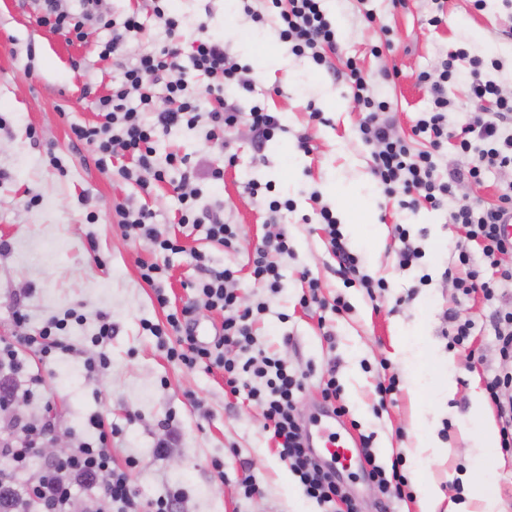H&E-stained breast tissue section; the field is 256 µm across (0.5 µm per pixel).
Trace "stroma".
Instances as JSON below:
<instances>
[{
    "instance_id": "obj_1",
    "label": "stroma",
    "mask_w": 512,
    "mask_h": 512,
    "mask_svg": "<svg viewBox=\"0 0 512 512\" xmlns=\"http://www.w3.org/2000/svg\"><path fill=\"white\" fill-rule=\"evenodd\" d=\"M151 0H102L109 17L122 19L138 12L143 29L132 36L123 56L104 57L101 47L110 28L86 27L83 41L69 43L36 23V0H0V338L19 334L12 320L17 303H26L35 323L78 309L84 320L72 324L69 339L84 354L99 312L110 313L115 333L105 350L109 368L86 379L82 356L50 361L31 357L45 383L28 390L18 384L13 417L48 422L52 434L74 437L86 417L100 413L119 428L112 439V464L137 465L130 481L141 499L165 495L175 485L187 492L186 512H318L287 465L280 460L265 426L263 409L246 391L231 393L222 371L193 369L169 359L165 349L142 327L161 323L154 290L139 275V265L156 253L150 241L127 234L111 220L112 208L123 203L147 207L162 233L177 238L182 253L171 256L164 283L173 305H183L198 279L190 253H208L214 264L237 272L243 305L263 300L268 309L253 326L261 348L277 353L289 367L308 377L297 396L302 417L325 408L323 381L335 369L349 420L343 438L373 434V451L382 464L396 456L416 480L437 484L461 512H473L475 481L492 476L503 512H512V459L487 456L474 445L471 392L483 390L485 378L499 367L500 357L491 326L493 304L481 293L462 295L446 279L454 264L455 245L464 231L449 221L458 200L495 202L499 188L512 181V171L487 172L483 183H462L455 199L442 211L401 209L386 197L370 170L369 150L358 137L360 111L340 76L316 69L308 58L288 52L277 37L265 0H168L169 14L181 21L180 46L190 55L201 22L223 42L225 52L246 67L251 91H229L240 111L261 106L283 113L286 131L256 147L246 124L209 140L203 128L180 127L161 136L158 160L172 153L190 155L224 171L223 180H194L198 211H221L237 225L234 249L207 240L204 233L180 226L181 173L169 171L165 181L143 193L117 170L101 171L91 146L77 142L73 126L94 123L96 98L111 89L141 53L161 48L165 27L152 15ZM336 27L338 50L334 65L354 58L367 74L371 94L387 99L398 133L407 134L419 113L429 111L431 96L419 83L420 72L438 74L449 51L499 60L490 78L512 90V0H486L476 10L471 0H446L438 26L428 19L432 0H407L393 8L391 0H323ZM312 150L297 148L301 134ZM235 155L224 160L225 151ZM263 184L250 196L247 181ZM39 197L29 206L30 197ZM288 199L291 211L279 222L288 233L294 254L281 262L282 289L269 294L254 285L249 256L270 221L269 198ZM328 206L350 249L364 270L385 278L388 286L369 298L360 286L343 284L329 252L328 235L317 211ZM408 225L423 252L410 268L400 269L394 227ZM106 257L99 266L96 256ZM319 278L326 298L342 297L349 308L319 324L318 315L302 307V270ZM429 282H422V275ZM474 322L467 346L452 348L446 333L450 315ZM396 377L398 390L380 405L378 384ZM453 381L452 399L440 395ZM176 440L166 457L154 446L167 432ZM434 437L449 454L415 465L419 440ZM365 463L341 471L359 512H420L417 498L394 499L380 506L368 481ZM250 474L259 488L244 497L238 485Z\"/></svg>"
}]
</instances>
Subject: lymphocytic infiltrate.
Returning <instances> with one entry per match:
<instances>
[{"instance_id": "lymphocytic-infiltrate-1", "label": "lymphocytic infiltrate", "mask_w": 512, "mask_h": 512, "mask_svg": "<svg viewBox=\"0 0 512 512\" xmlns=\"http://www.w3.org/2000/svg\"><path fill=\"white\" fill-rule=\"evenodd\" d=\"M85 9L74 16L61 11L58 0H41L40 26L67 40H83L88 21L95 16L98 0H83ZM277 19L280 41L289 52L309 57L316 67L328 70L332 64L330 50L338 45L336 29L327 19L322 0H268ZM191 67L180 62L177 45H169L156 52L140 55L137 64L126 70L120 81L112 86L110 94L100 98L99 120L89 126H74L77 140L93 146L99 169L108 170L113 158L130 156L134 167L120 168L122 178L148 187L150 181H163L164 173L155 164L154 144L157 139L183 125L195 126L208 121L209 138L215 139L240 123H247L257 139L266 140L282 130L278 113L255 106L243 112L225 104V90L242 85V67L229 57L221 42L200 35L193 43ZM344 77L352 90L353 100L363 116L358 132L361 141L371 146V171L386 195L399 199L405 210H416L419 205L442 208L454 198L458 186L465 181H480L486 169L512 168V93H504L497 82L488 77L482 57L468 56L465 50L449 54L441 64L438 76L421 73L419 81L432 98L430 111L422 113L411 132L424 139L422 149H412L408 139L397 135L387 114L389 101L372 96L367 80L355 61H347ZM198 72L209 80L208 91L213 106H203L190 88V72ZM467 77L468 91L475 109L464 112L459 129L448 127V111L452 106L446 93L450 82ZM163 85L167 105L156 109L152 89ZM153 113L152 122H145L143 113ZM469 156L466 167L454 168L440 174L435 156L447 148ZM512 213V183L501 189L493 203L464 202L450 214V221L466 229L464 243L457 246V261L463 276L455 277L454 284L463 295L482 292L486 300H502L504 308L492 316L494 336L504 369L495 371L486 382V391L496 407L500 423V448L504 456H512V268L500 265L502 256L512 254V236L508 235L502 217ZM319 217L328 229L332 254L336 257L338 272L345 283H359L368 294L385 289L387 282L373 278L362 271L359 257L352 252L328 207H321ZM113 223L126 232L148 239L159 253L158 261L141 263L140 278L153 286L159 306H167L168 299L160 283L168 271L164 257L180 253L176 241L164 237L152 222V215L144 209L117 205L112 212ZM478 245L480 258H473L470 247ZM291 256L293 249L284 229L268 233L253 252L251 276L259 287L270 293H279L282 275L271 254ZM195 266L205 272V279L194 288L211 309L224 313V321L211 342L201 343L193 329L196 324L194 305H186L181 312L167 316L166 325H150L153 336H175V346L168 355L185 366L203 363L224 371V379L231 391H238L243 376H251L254 383L249 396L263 408L266 426L277 444L278 456L297 478L305 496L322 507L323 512H358L355 498L340 481L336 470L322 466L307 448L301 431L296 395L304 387L305 372L288 368L271 352H255L256 338L252 332L255 317L264 314L268 306L260 301L254 306H241L231 284L236 272L233 268L213 266L211 258L202 251L193 252ZM13 320L24 332L7 340L0 339V410L12 406L16 391L14 381L25 378L30 388L44 382L41 373L32 372L27 353H36L47 359L58 355L77 354L78 348L67 339L70 323L82 322L76 311L63 317L44 321L34 332H27L31 314L25 305H16ZM235 356H228V349ZM94 439L76 437L73 448L60 458L44 460L38 481L23 485L17 512H71L74 490L82 484L92 486L84 512H175L177 504L186 497L184 488L171 487L164 496L150 502L140 501L133 489L128 470L112 465V438L115 427L105 426L100 414L94 413L85 421ZM16 436L0 438V459L9 467L0 471V482L15 483L18 473L25 470L30 460L38 457V441L47 426L39 421L16 423ZM373 438L361 436L363 459L368 464L367 477L382 500L403 498L409 486L402 457L392 459L390 465L378 463L372 450Z\"/></svg>"}]
</instances>
